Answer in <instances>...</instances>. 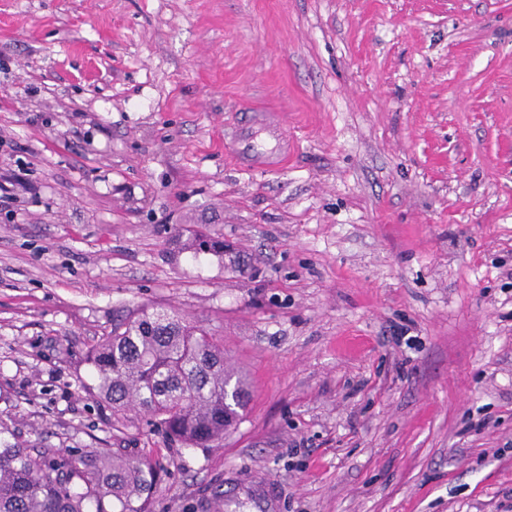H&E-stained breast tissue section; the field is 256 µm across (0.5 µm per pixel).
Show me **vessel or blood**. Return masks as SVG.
Instances as JSON below:
<instances>
[{
	"label": "vessel or blood",
	"instance_id": "b4317fda",
	"mask_svg": "<svg viewBox=\"0 0 512 512\" xmlns=\"http://www.w3.org/2000/svg\"><path fill=\"white\" fill-rule=\"evenodd\" d=\"M279 117L271 112L248 111L244 121L228 136L225 148L246 170L280 171L288 162V141ZM248 505L252 512H277L275 493L267 482L250 479L231 483L225 508Z\"/></svg>",
	"mask_w": 512,
	"mask_h": 512
}]
</instances>
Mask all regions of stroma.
Masks as SVG:
<instances>
[{"mask_svg": "<svg viewBox=\"0 0 512 512\" xmlns=\"http://www.w3.org/2000/svg\"><path fill=\"white\" fill-rule=\"evenodd\" d=\"M288 166L224 149L242 102ZM0 421L232 478L280 512H512V0H0ZM197 231L224 253L193 254ZM250 383L216 448L114 415L87 354L149 307ZM245 119L228 136L225 148L239 167L246 170L281 171L288 162V139L283 136L284 128L279 117L273 112H255L246 106ZM262 132L276 147L259 150L253 145V134Z\"/></svg>", "mask_w": 512, "mask_h": 512, "instance_id": "obj_1", "label": "stroma"}]
</instances>
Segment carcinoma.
<instances>
[{
	"label": "carcinoma",
	"instance_id": "carcinoma-1",
	"mask_svg": "<svg viewBox=\"0 0 512 512\" xmlns=\"http://www.w3.org/2000/svg\"><path fill=\"white\" fill-rule=\"evenodd\" d=\"M193 253L224 252V242L196 236ZM98 397L115 413L147 414L164 437L211 448L235 428L249 384L235 376L223 346L166 308L120 323L91 351ZM0 422V512H149L164 465L147 455L87 448L62 455L13 441Z\"/></svg>",
	"mask_w": 512,
	"mask_h": 512
}]
</instances>
